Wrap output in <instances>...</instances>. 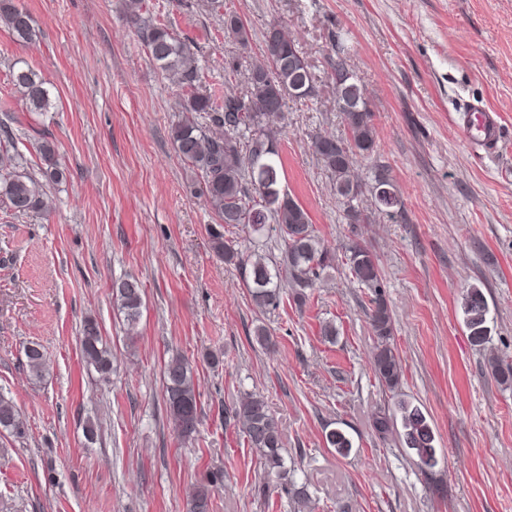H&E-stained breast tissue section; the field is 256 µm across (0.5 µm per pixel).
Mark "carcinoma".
Returning <instances> with one entry per match:
<instances>
[{
  "label": "carcinoma",
  "mask_w": 512,
  "mask_h": 512,
  "mask_svg": "<svg viewBox=\"0 0 512 512\" xmlns=\"http://www.w3.org/2000/svg\"><path fill=\"white\" fill-rule=\"evenodd\" d=\"M125 5L126 17L135 26L152 62L164 78L181 90L176 107L179 118L171 128V139L178 155L195 172L200 194L209 208L221 223L246 224L255 233L268 224H276L284 240L276 262L236 247L216 228L210 230L211 249L224 260V265L241 272L256 308L266 311L279 307L285 282L291 288L293 301L303 304L306 290L334 266L336 257L322 246L308 210L281 188L283 162L279 146L288 101L317 96L318 80L297 40L282 23H271L263 34L261 55L225 63L228 91L220 100L201 84L192 44L151 12L145 0H126ZM0 24L19 43L29 44L36 38L30 13L15 0H0ZM224 38L243 50L252 39L242 18L230 10L224 12ZM330 44L332 94L344 133L316 134L311 148L331 180L348 224L365 223L359 202L366 190L374 197L376 210L392 217L402 209L403 202L389 168L377 167L370 184L355 173L358 159L369 158L375 152V113L351 64L347 40L334 33ZM13 85L29 111L47 112L51 108L45 81L34 70L17 69L13 72ZM37 153L42 161L39 178L18 170L16 157L6 148L0 150V199L15 214L50 212L52 200L46 184L65 178L52 141L42 140ZM346 264L353 279L369 293L368 319L376 337L375 375L383 387L396 393L401 385L402 363L392 342L394 320L376 256L367 246L354 241L348 247ZM112 300L128 331L136 333L144 304L141 281L131 276L114 282ZM462 310L472 344L481 347L488 343L489 307L480 288L464 290ZM78 341L84 362L97 373L108 375L112 370L111 353L95 320L84 321ZM25 357L29 376L43 378L47 364L40 345H29ZM164 379L169 421L181 439L191 440L200 422L201 402L188 360L179 353L171 355L164 362ZM228 417L240 426L250 447L259 453L267 476L279 481L281 490L298 508H308L306 489L288 479L281 431L264 398L245 395L229 410ZM0 429L18 436L25 433L22 414L11 399L1 394ZM371 430L380 441L411 450L420 464L436 454L435 435L427 415L405 398H398L391 407L373 414ZM326 441L341 456L353 448L351 439L340 429L329 431ZM222 487L224 474L212 475L192 492L187 512H211L212 492Z\"/></svg>",
  "instance_id": "obj_1"
}]
</instances>
